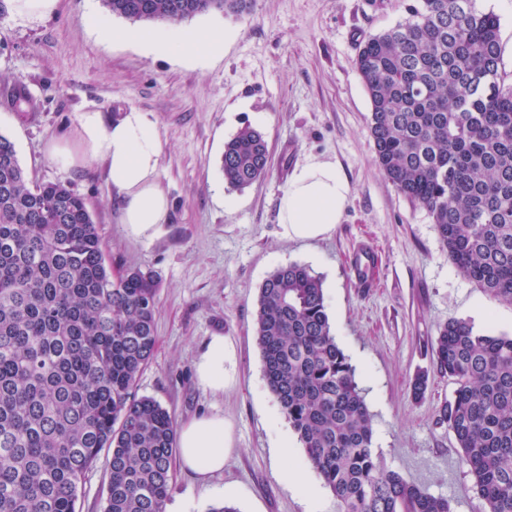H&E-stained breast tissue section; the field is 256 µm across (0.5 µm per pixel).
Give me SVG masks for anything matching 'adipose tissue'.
I'll use <instances>...</instances> for the list:
<instances>
[{
	"label": "adipose tissue",
	"mask_w": 512,
	"mask_h": 512,
	"mask_svg": "<svg viewBox=\"0 0 512 512\" xmlns=\"http://www.w3.org/2000/svg\"><path fill=\"white\" fill-rule=\"evenodd\" d=\"M87 23L105 42L141 44L155 55L203 59L224 51L223 32L172 28L148 32L118 28L89 10ZM163 152L156 124L146 113L131 109L105 118L94 109L80 112L71 137L50 140L49 158L68 167L101 163L107 182L120 198L119 221L136 239L153 237L165 223L170 202L160 181ZM351 193L348 179L335 162L318 156L298 164L284 191L279 224L285 239L313 240L330 234L341 223ZM199 385L214 393L224 389V339H210L196 362ZM183 468L204 480L224 469L228 443L224 420L201 416L181 424L176 434Z\"/></svg>",
	"instance_id": "ef3b65f1"
}]
</instances>
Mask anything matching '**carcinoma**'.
I'll return each instance as SVG.
<instances>
[{"mask_svg":"<svg viewBox=\"0 0 512 512\" xmlns=\"http://www.w3.org/2000/svg\"><path fill=\"white\" fill-rule=\"evenodd\" d=\"M133 22L179 25L242 16L254 0H102ZM369 36L355 61L369 131L386 179L425 207L448 261L512 301V82L501 71L500 17L478 0H417ZM12 103L36 112L25 88ZM263 135L224 145L240 189L267 172ZM160 282L114 276L84 197L61 182L31 184L0 135V512H79L88 473L107 451L104 512H165L176 426L136 382L157 346ZM255 335L263 372L338 512H451L373 452L372 417L336 342L322 281L276 267L259 289ZM455 384L437 411L489 512H512V336L450 320L433 344Z\"/></svg>","mask_w":512,"mask_h":512,"instance_id":"1","label":"carcinoma"}]
</instances>
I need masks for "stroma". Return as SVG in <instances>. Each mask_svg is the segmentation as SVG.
Wrapping results in <instances>:
<instances>
[{"label":"stroma","mask_w":512,"mask_h":512,"mask_svg":"<svg viewBox=\"0 0 512 512\" xmlns=\"http://www.w3.org/2000/svg\"><path fill=\"white\" fill-rule=\"evenodd\" d=\"M412 2L255 0L241 17L201 14L186 28L220 29L226 39L221 55L193 63L100 42L87 25L86 0H63L61 12L34 29L15 26L9 0H0V85L22 84L40 107L25 117L0 99V134L14 143L32 182H66L86 199L113 272L138 267L158 275L157 347L138 394L179 423L222 416L231 437L224 470L208 484L174 466L169 501L184 512L225 503L237 512H308L288 485L289 468L308 463L268 388L254 327L263 281L290 263L322 281L332 331L373 416L375 455L447 498L451 512H487L453 433L435 422L454 386L435 373L431 345L451 319L512 336V303L449 263L427 210L384 177L354 66L360 43L404 20ZM132 108L148 113L165 142L160 178L170 212L147 241L119 224L120 201L101 165L63 168L44 153L48 140L73 130L79 112L113 117ZM246 127L265 136L268 173L235 190L221 158L225 142ZM310 155L335 160L351 195L329 235L288 241L280 235L281 199ZM363 246L378 256L366 282L352 269ZM214 335L227 351L219 395L200 387L194 369ZM421 372L430 384L417 400L410 383Z\"/></svg>","instance_id":"35a3bbf8"}]
</instances>
